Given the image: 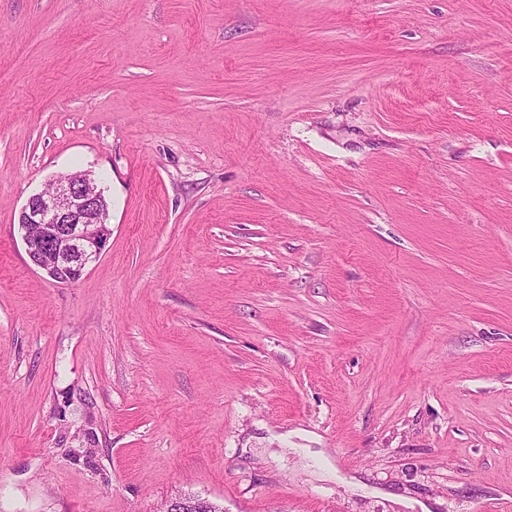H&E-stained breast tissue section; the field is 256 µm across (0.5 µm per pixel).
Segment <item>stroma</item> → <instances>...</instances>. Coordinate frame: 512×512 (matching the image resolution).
<instances>
[{
    "mask_svg": "<svg viewBox=\"0 0 512 512\" xmlns=\"http://www.w3.org/2000/svg\"><path fill=\"white\" fill-rule=\"evenodd\" d=\"M184 495L512 512V0H0V512ZM109 204L89 172L57 176L49 187L32 195L18 224L30 263L62 284L75 283L106 245ZM38 225L32 234L30 226Z\"/></svg>",
    "mask_w": 512,
    "mask_h": 512,
    "instance_id": "obj_1",
    "label": "stroma"
}]
</instances>
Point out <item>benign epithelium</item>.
<instances>
[{
  "label": "benign epithelium",
  "instance_id": "7a95c632",
  "mask_svg": "<svg viewBox=\"0 0 512 512\" xmlns=\"http://www.w3.org/2000/svg\"><path fill=\"white\" fill-rule=\"evenodd\" d=\"M109 204L88 172L57 176L49 187L32 195L18 224L30 263L62 284L75 283L106 245ZM167 512H214L207 499L180 497Z\"/></svg>",
  "mask_w": 512,
  "mask_h": 512
}]
</instances>
